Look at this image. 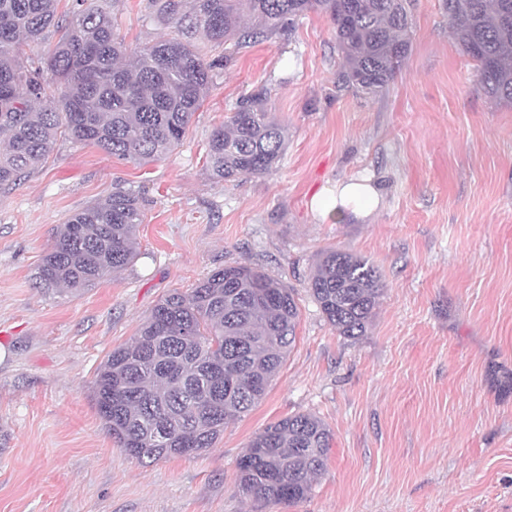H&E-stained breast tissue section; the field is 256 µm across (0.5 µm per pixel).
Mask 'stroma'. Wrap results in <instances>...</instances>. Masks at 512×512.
I'll return each instance as SVG.
<instances>
[{"instance_id":"obj_1","label":"stroma","mask_w":512,"mask_h":512,"mask_svg":"<svg viewBox=\"0 0 512 512\" xmlns=\"http://www.w3.org/2000/svg\"><path fill=\"white\" fill-rule=\"evenodd\" d=\"M146 3L111 7L133 48L162 31ZM411 13L386 92L337 93L333 26L311 12L220 69L164 158L61 142L0 189V512H512V105L484 90L443 0H412ZM261 89L288 128L281 160L213 179L211 132ZM362 174L380 194L370 215L336 223L311 209L322 187ZM118 189L142 199L134 263L84 293L36 287L57 225ZM335 247L385 285L356 339L307 291ZM237 263L294 288L295 346L215 447L140 465L96 412L95 372L162 297ZM298 413L333 433L326 470L299 502L246 501L234 480L249 441Z\"/></svg>"}]
</instances>
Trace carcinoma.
Wrapping results in <instances>:
<instances>
[{"mask_svg":"<svg viewBox=\"0 0 512 512\" xmlns=\"http://www.w3.org/2000/svg\"><path fill=\"white\" fill-rule=\"evenodd\" d=\"M0 0V188L42 165L58 138L92 144L133 163L159 160L182 142L215 70L233 53L206 61L202 32L236 50L283 31L310 12L326 15L343 64L336 91L377 94L406 59L410 0H148L150 15L174 29L130 49L110 7L94 0ZM448 30L476 62L483 88L512 105V0H444ZM59 34L46 53L22 46ZM266 92L237 104L208 142L207 168L222 181L269 172L288 129L266 109ZM140 197L115 191L72 212L44 254L35 285L80 292L137 256ZM307 288L341 336L366 333L383 294L367 260L331 249ZM294 289L249 264L226 266L188 292L161 299L131 343L112 350L95 374L92 401L119 448L141 464L191 456L214 446L250 411L296 340ZM333 435L312 414L256 433L237 464L235 486L260 503L298 502L328 462Z\"/></svg>","mask_w":512,"mask_h":512,"instance_id":"carcinoma-1","label":"carcinoma"}]
</instances>
